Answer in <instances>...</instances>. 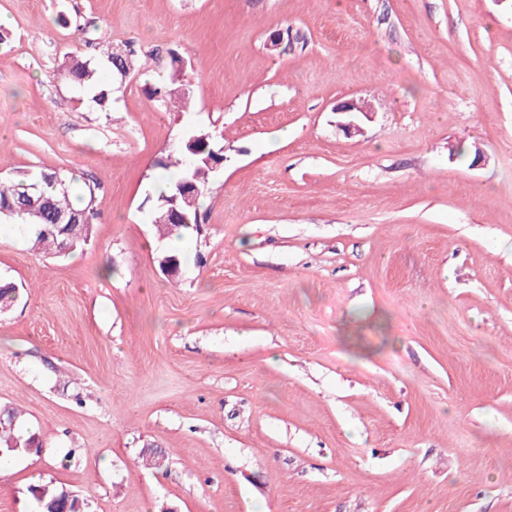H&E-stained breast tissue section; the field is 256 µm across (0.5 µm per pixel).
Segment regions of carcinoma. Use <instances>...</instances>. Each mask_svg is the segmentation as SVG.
<instances>
[{"mask_svg": "<svg viewBox=\"0 0 512 512\" xmlns=\"http://www.w3.org/2000/svg\"><path fill=\"white\" fill-rule=\"evenodd\" d=\"M138 63L136 50L128 45L119 55V62L101 60L96 53L83 57H68L61 65L60 77L72 81L79 86L95 91L92 101L101 108L109 104L111 91L100 84L102 68L106 67L120 77L129 75ZM218 140L216 131L200 128L189 131L180 142L178 157L170 163H163L165 170L175 168V175L168 178L169 187L159 193L153 201V223L157 224L160 236L175 235L182 237L186 230L199 231L200 204L199 198L208 184L212 171L205 158L209 152L205 145L215 147ZM66 181L60 173L42 172L38 175L28 172L18 173L10 178H0V208L17 209L30 203V197L39 195L41 216L29 219L28 215L15 214L11 220L18 224H37L39 230L34 246L46 247L55 255H60L62 237L52 227L55 218L73 217L75 221L67 226L69 237L75 241L76 248L82 249L92 238L91 219L96 212L98 186L85 184L84 194L78 203L69 199V190L60 187L59 183ZM192 181L198 186V192L186 198H179L178 214L171 211V198L177 194L180 184ZM39 186V192H34L32 185ZM19 298L18 289L11 282H0V308L7 309L14 305ZM43 444L39 434L32 433L20 426L19 413L9 405H0V459L8 460L28 454V449L38 448ZM64 489L52 484L37 485L30 488L32 497L41 501L42 512H63Z\"/></svg>", "mask_w": 512, "mask_h": 512, "instance_id": "cac0c4a2", "label": "carcinoma"}]
</instances>
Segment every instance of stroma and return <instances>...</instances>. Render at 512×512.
Segmentation results:
<instances>
[{
	"label": "stroma",
	"instance_id": "obj_1",
	"mask_svg": "<svg viewBox=\"0 0 512 512\" xmlns=\"http://www.w3.org/2000/svg\"><path fill=\"white\" fill-rule=\"evenodd\" d=\"M0 16V177L100 187L66 257L0 224V280L22 292L0 313V401L44 440L0 472V512H33L46 482L88 512H512V0ZM86 37L148 59L104 112L57 76ZM349 100L369 114L336 112ZM196 127L225 160L183 254L150 201Z\"/></svg>",
	"mask_w": 512,
	"mask_h": 512
}]
</instances>
